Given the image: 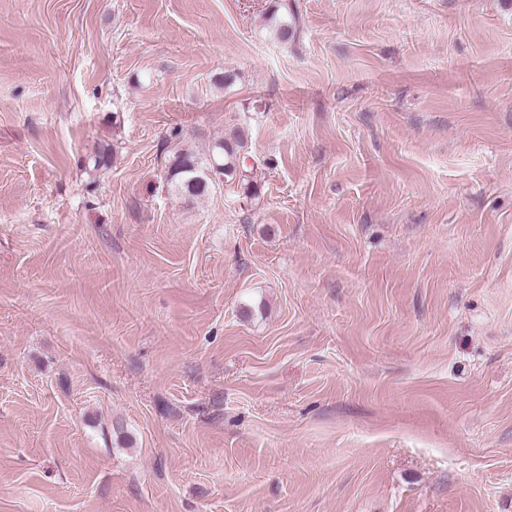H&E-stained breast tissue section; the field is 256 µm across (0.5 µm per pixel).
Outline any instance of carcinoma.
<instances>
[{
	"label": "carcinoma",
	"instance_id": "obj_1",
	"mask_svg": "<svg viewBox=\"0 0 512 512\" xmlns=\"http://www.w3.org/2000/svg\"><path fill=\"white\" fill-rule=\"evenodd\" d=\"M268 28L273 36L282 41H294L301 32V18L291 4H275L267 14ZM245 159V140L237 127L224 132L211 153L199 157L193 153L176 151L167 170V178L175 190L184 197L197 198L205 195L216 180L235 183L240 176Z\"/></svg>",
	"mask_w": 512,
	"mask_h": 512
}]
</instances>
